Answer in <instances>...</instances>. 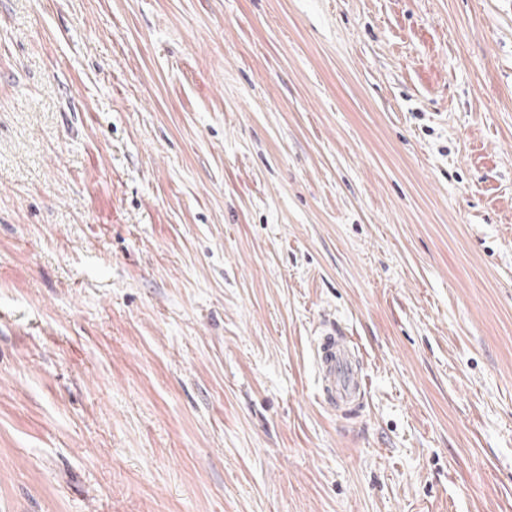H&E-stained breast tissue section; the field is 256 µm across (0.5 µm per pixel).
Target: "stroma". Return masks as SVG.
<instances>
[{"label":"stroma","mask_w":512,"mask_h":512,"mask_svg":"<svg viewBox=\"0 0 512 512\" xmlns=\"http://www.w3.org/2000/svg\"><path fill=\"white\" fill-rule=\"evenodd\" d=\"M0 512H512V0H0ZM349 342L340 327L331 325L316 344L313 357L329 405L354 410L364 398L365 385Z\"/></svg>","instance_id":"obj_1"}]
</instances>
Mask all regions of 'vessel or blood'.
<instances>
[{
	"label": "vessel or blood",
	"mask_w": 512,
	"mask_h": 512,
	"mask_svg": "<svg viewBox=\"0 0 512 512\" xmlns=\"http://www.w3.org/2000/svg\"><path fill=\"white\" fill-rule=\"evenodd\" d=\"M313 357L329 405L347 410L359 408L365 385L349 340L340 327L333 325L324 332Z\"/></svg>",
	"instance_id": "b4317fda"
}]
</instances>
